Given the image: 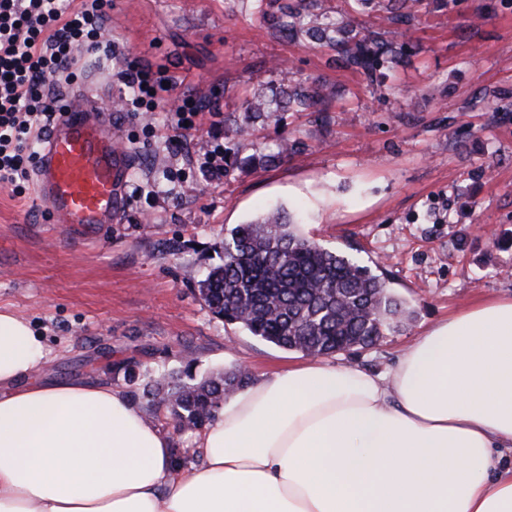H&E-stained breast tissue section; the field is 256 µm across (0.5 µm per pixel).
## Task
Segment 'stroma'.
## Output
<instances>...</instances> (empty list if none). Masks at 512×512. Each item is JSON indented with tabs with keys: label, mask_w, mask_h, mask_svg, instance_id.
<instances>
[{
	"label": "stroma",
	"mask_w": 512,
	"mask_h": 512,
	"mask_svg": "<svg viewBox=\"0 0 512 512\" xmlns=\"http://www.w3.org/2000/svg\"><path fill=\"white\" fill-rule=\"evenodd\" d=\"M408 65L381 84L329 64L327 47L276 34L251 0H112V57H88L75 81L112 109L131 159L120 222L56 223L35 190L0 187V305L43 338L46 378L109 383L134 395L128 369L209 373L245 365L251 376L304 361L215 317L196 282L218 263L231 228L281 207L301 233L367 266L410 316L376 345L330 363L386 372L431 326L487 299L512 296V0H420ZM181 77L173 96L201 101L194 129L166 140L163 108L115 109L130 64ZM324 81L336 96L324 119H246L257 87ZM437 89L429 97L428 89ZM502 95L485 112L477 97ZM251 133L242 153H300L213 181L198 148Z\"/></svg>",
	"instance_id": "stroma-1"
}]
</instances>
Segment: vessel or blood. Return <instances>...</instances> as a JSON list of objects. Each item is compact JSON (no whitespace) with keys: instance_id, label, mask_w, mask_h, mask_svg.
<instances>
[{"instance_id":"b4317fda","label":"vessel or blood","mask_w":512,"mask_h":512,"mask_svg":"<svg viewBox=\"0 0 512 512\" xmlns=\"http://www.w3.org/2000/svg\"><path fill=\"white\" fill-rule=\"evenodd\" d=\"M92 95L68 98L48 128L33 171L36 193L62 224H112L124 210L131 160L113 144L111 121Z\"/></svg>"}]
</instances>
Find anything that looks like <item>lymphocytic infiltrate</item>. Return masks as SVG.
Instances as JSON below:
<instances>
[{
    "instance_id": "obj_1",
    "label": "lymphocytic infiltrate",
    "mask_w": 512,
    "mask_h": 512,
    "mask_svg": "<svg viewBox=\"0 0 512 512\" xmlns=\"http://www.w3.org/2000/svg\"><path fill=\"white\" fill-rule=\"evenodd\" d=\"M111 0H0V185L22 195L35 146L59 109L48 80H73L80 57L111 54Z\"/></svg>"
}]
</instances>
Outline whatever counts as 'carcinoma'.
I'll return each instance as SVG.
<instances>
[{"label": "carcinoma", "instance_id": "1", "mask_svg": "<svg viewBox=\"0 0 512 512\" xmlns=\"http://www.w3.org/2000/svg\"><path fill=\"white\" fill-rule=\"evenodd\" d=\"M259 13L290 39L325 42L336 64L374 82L381 69L407 63L406 37L415 15L408 0H356L366 10L381 7L392 37L364 32L342 21L327 23L318 0H256ZM330 93L322 83L297 79L267 96L253 95L247 109L264 112L325 111ZM300 151L286 140L275 155L243 156L224 149V175L273 163ZM220 262L197 281L199 295L216 317L243 325L252 335L285 350L326 356L369 347L398 326L406 310L385 280L348 257L305 238L292 216L275 210L232 228L220 246ZM150 410L165 408L183 426L200 429L215 419L224 401L247 383L237 370L195 381L193 362L180 370L146 368L129 373Z\"/></svg>", "mask_w": 512, "mask_h": 512}]
</instances>
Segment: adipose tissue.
<instances>
[{
	"label": "adipose tissue",
	"instance_id": "adipose-tissue-1",
	"mask_svg": "<svg viewBox=\"0 0 512 512\" xmlns=\"http://www.w3.org/2000/svg\"><path fill=\"white\" fill-rule=\"evenodd\" d=\"M48 359L0 306V512H512V299L437 323L384 375L255 377L189 470L127 393L43 383Z\"/></svg>",
	"mask_w": 512,
	"mask_h": 512
}]
</instances>
